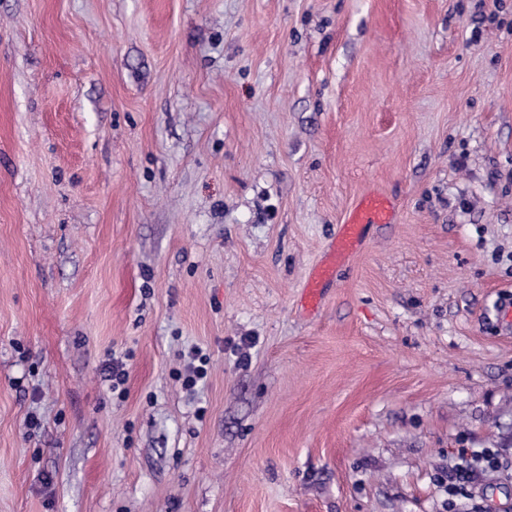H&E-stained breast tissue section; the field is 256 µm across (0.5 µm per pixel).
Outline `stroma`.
Masks as SVG:
<instances>
[{
    "mask_svg": "<svg viewBox=\"0 0 512 512\" xmlns=\"http://www.w3.org/2000/svg\"><path fill=\"white\" fill-rule=\"evenodd\" d=\"M502 299L512 0H0V512H512ZM393 221L394 208L384 194L370 190L358 199L348 217L339 225L331 246V261L316 268L309 276L304 295L308 309L314 310L318 306L324 286L334 278L336 264L362 244L365 227L368 224H390ZM189 358V374L185 377L183 386L186 389L193 388L198 379H202L206 376L207 371L205 369V366L209 362V357H207V354H203L202 350L199 348H193L188 353ZM195 361H198L200 365L195 366ZM496 454L484 448L481 452H476L470 460H465L464 464H459L454 475L448 477V485L446 491L448 497L453 503V498L468 496V485L477 478L479 473L493 470L496 466Z\"/></svg>",
    "mask_w": 512,
    "mask_h": 512,
    "instance_id": "35a3bbf8",
    "label": "stroma"
}]
</instances>
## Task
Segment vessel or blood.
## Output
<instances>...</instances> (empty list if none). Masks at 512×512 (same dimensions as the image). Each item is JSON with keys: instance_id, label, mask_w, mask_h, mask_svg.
Returning <instances> with one entry per match:
<instances>
[{"instance_id": "vessel-or-blood-1", "label": "vessel or blood", "mask_w": 512, "mask_h": 512, "mask_svg": "<svg viewBox=\"0 0 512 512\" xmlns=\"http://www.w3.org/2000/svg\"><path fill=\"white\" fill-rule=\"evenodd\" d=\"M393 221L394 208L384 194L371 190L358 199L338 228L331 246L330 262L316 268L309 277L304 295V303L308 309L317 307L325 285L334 278L337 263L361 245L365 227L370 224H390Z\"/></svg>"}]
</instances>
